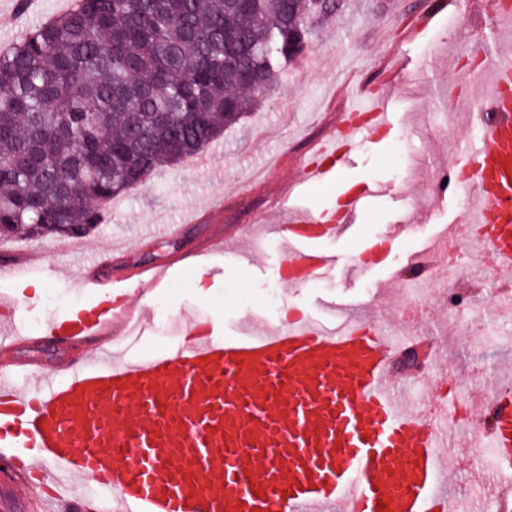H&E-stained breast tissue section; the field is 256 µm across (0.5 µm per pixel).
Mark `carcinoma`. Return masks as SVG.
<instances>
[{
  "label": "carcinoma",
  "mask_w": 512,
  "mask_h": 512,
  "mask_svg": "<svg viewBox=\"0 0 512 512\" xmlns=\"http://www.w3.org/2000/svg\"><path fill=\"white\" fill-rule=\"evenodd\" d=\"M335 0H75L0 51V238L96 208L253 111Z\"/></svg>",
  "instance_id": "1"
}]
</instances>
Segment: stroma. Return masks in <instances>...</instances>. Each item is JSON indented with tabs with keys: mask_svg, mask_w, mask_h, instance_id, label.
I'll list each match as a JSON object with an SVG mask.
<instances>
[{
	"mask_svg": "<svg viewBox=\"0 0 512 512\" xmlns=\"http://www.w3.org/2000/svg\"><path fill=\"white\" fill-rule=\"evenodd\" d=\"M503 40L512 41V25L488 27L484 10L465 11L462 0L451 6L445 0H339L337 12L316 25L305 55L285 64L261 107L208 146L211 174L194 171L184 159L157 171L119 196V209L85 237L79 253L68 251L61 237L0 239V252L38 250L66 270L64 277L51 280L34 274L21 284L0 282V294L14 301L13 328L26 337L11 354L22 368L14 379L16 387L30 390V368L44 382H58L71 360L101 348L96 342L65 345L38 335L48 317L91 304V296L78 286L84 264L108 247L114 250L112 267L117 271L163 264L217 232L258 223L270 193L288 180L289 162L299 161L305 147L327 132L342 89L353 83L366 99L384 98L395 125L385 142L361 147L353 164L340 168L335 179L303 185L294 201L296 208L318 216L335 207L342 184L382 185V195L364 211L360 223L336 238L317 241L318 249L334 256V270L316 283L286 284L282 264L287 248L273 239L271 225L258 224L260 233L271 237L266 248L252 239L246 243L259 266L234 252H216L207 258L208 274L199 277L174 267L162 287H135L131 298L143 310L146 328L134 342L106 349L112 360L131 361L176 348L179 337L168 335L157 319L155 305L160 301L181 324L207 321L227 334L247 318L275 328L287 311L319 320L335 308L360 318L381 312L387 323L401 324L431 344L441 359L440 374L472 379L464 398L470 415H477L485 382L512 379V315L504 310L486 313L489 282L512 281V268L475 251L459 271L470 301L485 313L483 322L492 328V338L465 333L461 320L437 297L414 303L403 282L405 266L415 251L439 235H459L461 200L441 194L416 171L405 174L404 168L409 162L416 170L444 165L464 149L461 132L470 114L461 101L464 89L455 56L474 44L494 48ZM392 66L399 74L384 83V71ZM414 206L423 212V221L399 232ZM155 224H177L181 231L173 239L149 237ZM370 243L382 244L381 257L358 263ZM448 470L449 490L474 512H482L489 494L474 476L471 455L461 452ZM2 495L12 500L15 512H63L30 467L15 486H0Z\"/></svg>",
	"mask_w": 512,
	"mask_h": 512,
	"instance_id": "35a3bbf8",
	"label": "stroma"
}]
</instances>
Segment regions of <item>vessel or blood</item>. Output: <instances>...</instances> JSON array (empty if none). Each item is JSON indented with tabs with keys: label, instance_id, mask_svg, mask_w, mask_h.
<instances>
[{
	"label": "vessel or blood",
	"instance_id": "1",
	"mask_svg": "<svg viewBox=\"0 0 512 512\" xmlns=\"http://www.w3.org/2000/svg\"><path fill=\"white\" fill-rule=\"evenodd\" d=\"M23 0L0 18V40L36 12ZM488 92L484 134L464 151L478 194L462 220L482 225L492 257L512 266V55L491 56L476 73ZM347 111H366L357 137L331 134L310 149L292 179L273 199L275 230L290 244L285 277L299 285L329 264L316 240L331 239L357 222L376 197L375 184L345 185L339 208L324 217L289 209L306 182L330 180L365 144L391 129L380 102L351 93ZM252 233L237 227L175 255L206 272L210 253ZM56 276L40 255H10L0 278L21 281L31 268ZM168 266L113 273L111 259L84 269L78 283L93 305L44 321L40 335L78 343L123 336L143 320L130 304L128 285L157 286ZM177 349L139 362L83 356L64 381L24 394L0 379V447L32 451L45 478L60 484L79 474L107 490L121 512H437L444 507L442 474L458 450L448 430L420 411L404 410L391 368L397 354L376 322L327 330L302 315L258 333L240 328L219 335L194 322ZM493 420L472 435L471 453L486 440L496 447V468L512 469V389L493 390Z\"/></svg>",
	"mask_w": 512,
	"mask_h": 512
}]
</instances>
